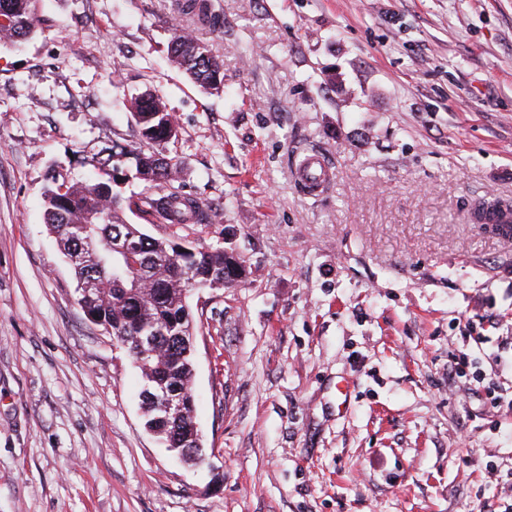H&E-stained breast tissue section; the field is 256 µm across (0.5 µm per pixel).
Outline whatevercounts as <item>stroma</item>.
Wrapping results in <instances>:
<instances>
[{
    "instance_id": "stroma-1",
    "label": "stroma",
    "mask_w": 512,
    "mask_h": 512,
    "mask_svg": "<svg viewBox=\"0 0 512 512\" xmlns=\"http://www.w3.org/2000/svg\"><path fill=\"white\" fill-rule=\"evenodd\" d=\"M175 2L36 0L0 47V512H512V408L449 375L466 349L512 397V241L470 220L512 203V0ZM177 27L223 92L171 65ZM144 93L209 216L181 237L247 268L189 294L201 466L146 430L43 220L48 172L88 178ZM334 171L322 153L312 151L307 154L296 171V178L309 194L324 191L333 180Z\"/></svg>"
}]
</instances>
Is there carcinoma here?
Instances as JSON below:
<instances>
[{
    "instance_id": "carcinoma-1",
    "label": "carcinoma",
    "mask_w": 512,
    "mask_h": 512,
    "mask_svg": "<svg viewBox=\"0 0 512 512\" xmlns=\"http://www.w3.org/2000/svg\"><path fill=\"white\" fill-rule=\"evenodd\" d=\"M33 0H0V44L24 41L34 29ZM182 11L200 20L208 17L207 0H183ZM173 63L198 87L218 91L216 75L223 65L208 46L180 28L168 43ZM135 139L112 143V166L92 182L67 178L61 172L49 178L43 192L46 224L68 259L77 280L78 304L87 318L116 340L128 341L127 350L138 368L143 387L173 392L186 412L195 406L194 324L188 293L199 288H232L246 276L241 258L213 245L196 244L178 252L174 238H154L141 225L125 219L136 209L162 224H206L201 203L174 186L178 163L158 147L177 136V125L164 100L150 94L131 99ZM144 184L135 199L125 198L121 185L129 179ZM120 235L134 248L131 256L110 251ZM146 426L161 444L179 451L191 448L199 429L191 417L164 418L161 401L142 400Z\"/></svg>"
}]
</instances>
